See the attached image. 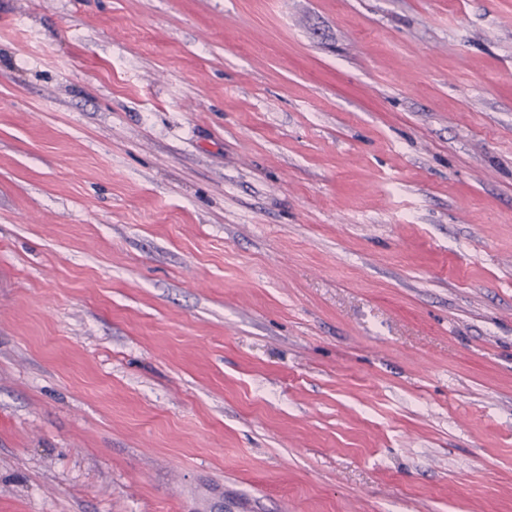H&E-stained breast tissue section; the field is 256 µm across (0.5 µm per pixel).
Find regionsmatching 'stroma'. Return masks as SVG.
I'll list each match as a JSON object with an SVG mask.
<instances>
[{"instance_id":"1","label":"stroma","mask_w":512,"mask_h":512,"mask_svg":"<svg viewBox=\"0 0 512 512\" xmlns=\"http://www.w3.org/2000/svg\"><path fill=\"white\" fill-rule=\"evenodd\" d=\"M0 512H512V0H0Z\"/></svg>"}]
</instances>
